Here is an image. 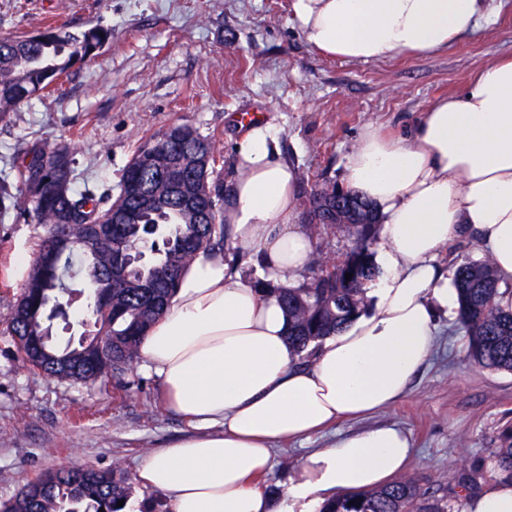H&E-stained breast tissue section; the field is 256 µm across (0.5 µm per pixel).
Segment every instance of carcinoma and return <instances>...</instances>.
I'll return each instance as SVG.
<instances>
[{
  "label": "carcinoma",
  "mask_w": 512,
  "mask_h": 512,
  "mask_svg": "<svg viewBox=\"0 0 512 512\" xmlns=\"http://www.w3.org/2000/svg\"><path fill=\"white\" fill-rule=\"evenodd\" d=\"M110 29L92 27L81 33L49 27L34 35L0 39V120L46 90L67 73L77 60L106 45ZM62 160L61 168L43 172L21 165L12 178L0 180V210H16L46 227L24 292L14 303L5 333L12 336L22 361L61 382L85 381L95 374H122L139 359L140 341L160 318L177 288L184 268L198 251L224 249L221 203L224 189L214 177L212 141L189 124H174L145 142L126 166L117 198L73 187L74 159L63 146H45ZM347 196L336 182L316 183L308 195L305 221L314 227L328 219L340 222L334 212L336 196ZM120 223L112 232L89 238L78 230L68 251L57 247L64 224ZM160 225L159 234L174 244L161 243L160 254L144 272L125 275L112 264L113 255L129 253L145 232V225ZM375 212L351 234L352 243L339 260L316 261L312 280L280 290L292 320L289 339L298 353L335 333L356 314L365 285L377 275L371 248L377 234ZM93 255L94 276L84 288H96L106 307L91 317L88 339L79 345V364H65L70 346L58 347L50 329V300L66 291L62 272L82 273L74 259ZM449 270L460 294L458 319L467 333L470 357L479 365L512 371V314L501 311L495 298L498 281L488 261L456 258ZM353 277L345 279V274ZM491 472L512 479V429L502 434V445L490 455ZM30 512H124L120 501L129 500V486L115 473L91 468L56 472L49 488L37 478L27 484ZM322 512H460L447 497L428 496L416 479L401 478L385 487L353 492L324 505Z\"/></svg>",
  "instance_id": "obj_1"
}]
</instances>
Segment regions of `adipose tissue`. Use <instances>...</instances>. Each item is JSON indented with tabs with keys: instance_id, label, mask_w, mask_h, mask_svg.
I'll list each match as a JSON object with an SVG mask.
<instances>
[{
	"instance_id": "1",
	"label": "adipose tissue",
	"mask_w": 512,
	"mask_h": 512,
	"mask_svg": "<svg viewBox=\"0 0 512 512\" xmlns=\"http://www.w3.org/2000/svg\"><path fill=\"white\" fill-rule=\"evenodd\" d=\"M494 10L493 0H290L314 50L361 62L446 48ZM235 168L224 205L229 251L196 254L140 343L167 409L197 432L154 450L137 480L164 492L171 512H315L395 480L412 457L409 434L381 425L308 450L282 499L255 481L270 469L276 442L310 439L408 394L440 323L457 316L441 250L471 241L497 273V305L512 310V57L435 100L407 135L363 131L343 186L376 209L381 272L367 287L369 311L308 358L288 342L291 319L277 294L299 286L314 262L312 236L297 221L299 172L264 124L237 140ZM233 249L273 291L246 280ZM465 503L466 512H512V481L484 484Z\"/></svg>"
}]
</instances>
